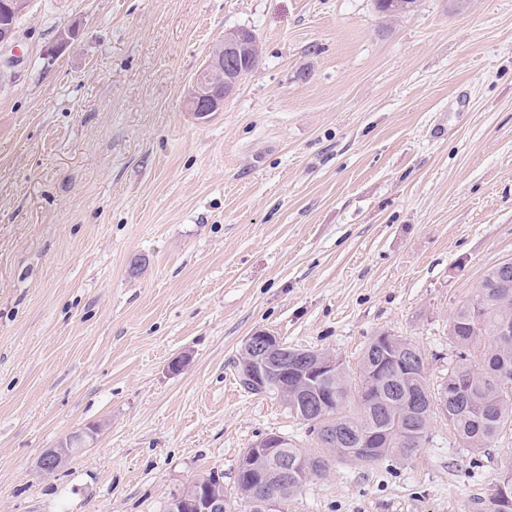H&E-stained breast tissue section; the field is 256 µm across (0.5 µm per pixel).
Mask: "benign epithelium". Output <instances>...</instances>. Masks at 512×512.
<instances>
[{"instance_id": "obj_1", "label": "benign epithelium", "mask_w": 512, "mask_h": 512, "mask_svg": "<svg viewBox=\"0 0 512 512\" xmlns=\"http://www.w3.org/2000/svg\"><path fill=\"white\" fill-rule=\"evenodd\" d=\"M250 49V38L244 31H233L224 37L211 52L209 59L194 78L188 95L190 111L208 115L221 111L224 101L232 96L239 84L242 64ZM287 346L276 336L257 330L246 337L242 346V385L251 392L266 394L272 385L280 390L288 388L295 367L287 364ZM339 361L334 357L320 356L311 376L326 379L336 376ZM69 456V445L60 443L46 451L39 459L41 468L51 461ZM499 501L512 505V474L504 473L497 483ZM170 512H224V496L208 486L190 495H178L169 502Z\"/></svg>"}]
</instances>
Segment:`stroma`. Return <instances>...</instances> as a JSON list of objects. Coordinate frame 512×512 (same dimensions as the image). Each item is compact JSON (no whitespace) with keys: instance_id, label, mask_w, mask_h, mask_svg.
Masks as SVG:
<instances>
[{"instance_id":"obj_1","label":"stroma","mask_w":512,"mask_h":512,"mask_svg":"<svg viewBox=\"0 0 512 512\" xmlns=\"http://www.w3.org/2000/svg\"><path fill=\"white\" fill-rule=\"evenodd\" d=\"M259 62L208 117L226 31ZM512 261V0H32L0 53V512H164L307 424L239 385L265 330L355 371L373 337L455 360L448 324ZM100 431L57 472L40 456ZM335 460L283 512H481L512 425Z\"/></svg>"}]
</instances>
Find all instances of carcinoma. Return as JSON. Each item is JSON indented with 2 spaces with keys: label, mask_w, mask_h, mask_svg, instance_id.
<instances>
[{
  "label": "carcinoma",
  "mask_w": 512,
  "mask_h": 512,
  "mask_svg": "<svg viewBox=\"0 0 512 512\" xmlns=\"http://www.w3.org/2000/svg\"><path fill=\"white\" fill-rule=\"evenodd\" d=\"M512 327V265H497L482 277L469 299L458 306L449 322V335L457 347V361L448 368L441 383L431 387L426 370L400 373L401 354L386 358L377 338L362 352L357 375L336 371V376L305 385L302 399H288V409L307 423L332 429L341 441L343 454L336 453L315 434L322 448L312 453L277 436L282 455L291 465L288 472L267 476L268 461L259 457L254 469L238 470L236 485L240 499L253 503L256 494L293 493L314 477L326 472L329 459L370 464L394 458L404 461L428 442L434 419L448 421L456 436L471 453L489 448L503 428L512 423V335L499 336L502 324ZM451 385L448 410L432 406L435 389ZM424 404L414 410V397ZM408 429L412 443L406 445L393 435ZM364 447L363 454L358 448Z\"/></svg>",
  "instance_id": "carcinoma-1"
}]
</instances>
